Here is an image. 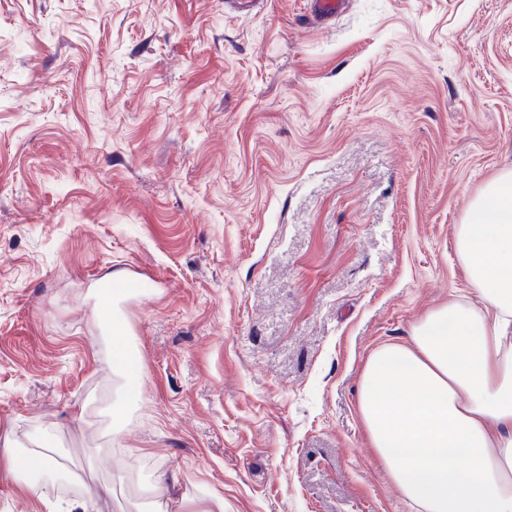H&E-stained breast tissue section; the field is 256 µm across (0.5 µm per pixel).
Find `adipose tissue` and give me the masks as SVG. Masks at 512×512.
I'll list each match as a JSON object with an SVG mask.
<instances>
[{"label": "adipose tissue", "instance_id": "ef3b65f1", "mask_svg": "<svg viewBox=\"0 0 512 512\" xmlns=\"http://www.w3.org/2000/svg\"><path fill=\"white\" fill-rule=\"evenodd\" d=\"M455 249L477 301L449 298L408 342L375 349L358 414L390 482L420 512H512V169L474 197ZM95 315L125 382L118 424L139 396V351L114 306Z\"/></svg>", "mask_w": 512, "mask_h": 512}]
</instances>
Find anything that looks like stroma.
Here are the masks:
<instances>
[{
  "label": "stroma",
  "instance_id": "obj_1",
  "mask_svg": "<svg viewBox=\"0 0 512 512\" xmlns=\"http://www.w3.org/2000/svg\"><path fill=\"white\" fill-rule=\"evenodd\" d=\"M512 168V0H0V512H417L357 413ZM118 291L144 370L92 313ZM45 440L44 493L5 466ZM347 0H310L312 16L320 23L336 19L346 8ZM104 302L95 310L98 320L106 321L112 345V373L125 382L123 399L112 406V425L120 424L130 403L138 400L142 378L139 351L127 339L128 325L123 316L115 309V303L109 305V295L103 294Z\"/></svg>",
  "mask_w": 512,
  "mask_h": 512
}]
</instances>
